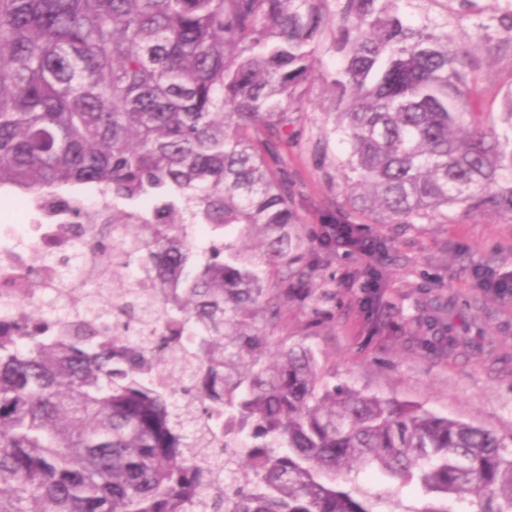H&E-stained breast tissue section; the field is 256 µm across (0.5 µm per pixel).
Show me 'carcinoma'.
Returning a JSON list of instances; mask_svg holds the SVG:
<instances>
[{
    "mask_svg": "<svg viewBox=\"0 0 512 512\" xmlns=\"http://www.w3.org/2000/svg\"><path fill=\"white\" fill-rule=\"evenodd\" d=\"M404 2L0 0V189H95L106 206L73 218L101 225L103 252L135 225L63 334L38 304L0 313V512H381L352 483L364 467L417 485L419 512H512L492 430L331 388L310 348L270 332L319 266L290 228L285 149L328 38L345 60L323 77L343 178L366 192L320 215L324 257L388 254L370 224L512 220V87L503 130L478 123L456 36L474 0H419L416 26ZM499 23L507 37L485 43L512 52V10ZM131 266L150 275L114 287ZM363 276L381 333L385 279Z\"/></svg>",
    "mask_w": 512,
    "mask_h": 512,
    "instance_id": "1",
    "label": "carcinoma"
}]
</instances>
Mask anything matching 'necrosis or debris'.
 <instances>
[{"instance_id": "4bbe7bcc", "label": "necrosis or debris", "mask_w": 512, "mask_h": 512, "mask_svg": "<svg viewBox=\"0 0 512 512\" xmlns=\"http://www.w3.org/2000/svg\"><path fill=\"white\" fill-rule=\"evenodd\" d=\"M34 209L40 216L38 223L0 224V284L11 285L8 292L0 291V310L17 316L27 315L33 303L54 302L62 288L70 291L69 307L79 306L81 299L75 289L83 284L97 257L87 241L98 234L99 225L68 223L55 210L39 203ZM53 244L68 252L69 265L45 264L35 275H28L31 256Z\"/></svg>"}]
</instances>
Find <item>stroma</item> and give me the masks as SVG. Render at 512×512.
Segmentation results:
<instances>
[{"mask_svg":"<svg viewBox=\"0 0 512 512\" xmlns=\"http://www.w3.org/2000/svg\"><path fill=\"white\" fill-rule=\"evenodd\" d=\"M476 109L497 113L512 85V55L474 51ZM307 111L293 113L298 134L287 153L288 167L302 193L299 233L307 235L320 212L344 203L351 193L340 167L350 147L332 133V97L322 83L306 93ZM329 130L326 142L320 131ZM372 231L394 239L384 258L382 292L390 330L375 334L360 310L354 283L366 261L343 253L313 277L299 282L296 299L275 336L312 349L328 385L422 405L454 419L495 430L512 447V297L481 288L480 270L512 271V220L474 212L450 224H376ZM443 305L459 346L430 350L423 312ZM355 482L388 500L389 512H421L426 496L414 485L401 487L373 468L359 469Z\"/></svg>","mask_w":512,"mask_h":512,"instance_id":"35a3bbf8","label":"stroma"}]
</instances>
